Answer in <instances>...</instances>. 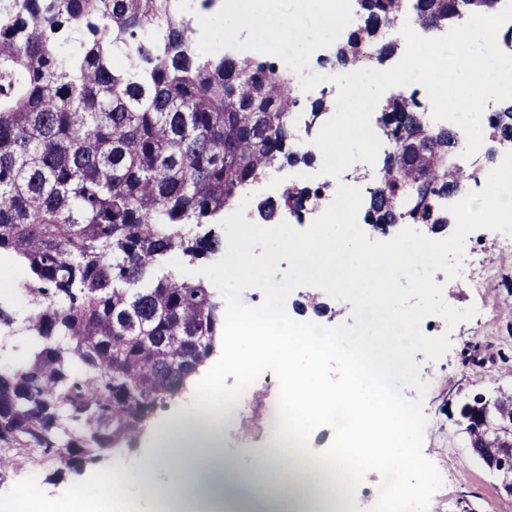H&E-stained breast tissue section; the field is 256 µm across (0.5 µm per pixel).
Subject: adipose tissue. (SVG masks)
Returning a JSON list of instances; mask_svg holds the SVG:
<instances>
[{
	"mask_svg": "<svg viewBox=\"0 0 512 512\" xmlns=\"http://www.w3.org/2000/svg\"><path fill=\"white\" fill-rule=\"evenodd\" d=\"M282 458L270 459L252 481H245L236 465L224 456V428L216 421L197 419L185 410L165 423L156 433L150 456L120 469L119 492L135 489L141 500L194 504L197 512H241L250 501V512H277L274 493L257 494L255 485L264 483L268 472L283 468ZM168 472L169 485L157 480Z\"/></svg>",
	"mask_w": 512,
	"mask_h": 512,
	"instance_id": "obj_1",
	"label": "adipose tissue"
}]
</instances>
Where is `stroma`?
I'll return each mask as SVG.
<instances>
[{
    "label": "stroma",
    "mask_w": 512,
    "mask_h": 512,
    "mask_svg": "<svg viewBox=\"0 0 512 512\" xmlns=\"http://www.w3.org/2000/svg\"><path fill=\"white\" fill-rule=\"evenodd\" d=\"M322 166L321 153L286 166L271 179L256 184L254 202L246 217L258 222L255 204L262 200L276 203V221L288 219L282 207V194L288 186L305 187L297 171L315 173ZM476 246L477 273L472 282L454 287L451 305L457 309L475 307L478 319L458 323L454 328L439 324L425 329V336L449 334L451 347L439 360H426L416 353L421 377L430 388L423 401L427 424L422 453L442 476L441 487L433 494L427 512H512V495L506 493L500 479L467 448L456 423L461 402L477 392H512V252L498 251L496 231L478 229L470 234ZM293 314L322 326L349 321L351 305L337 301L317 288L301 287L288 297ZM38 302L24 280L0 288V367L25 353L31 343L27 329ZM196 382H189L174 399L158 407L147 426L137 434L130 447L111 453L96 464L75 472L58 463L18 462L0 471V512H12L23 503L29 512H42L52 506L55 512H68L74 492H81L93 512H100L99 478L112 471L118 462L130 464L148 452L154 429L176 415L196 395ZM279 381L274 372L260 375L250 393L249 406L241 418L224 430V452L239 464L244 476H252L266 456L261 444L269 407L278 403Z\"/></svg>",
    "instance_id": "1"
}]
</instances>
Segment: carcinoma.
Returning <instances> with one entry per match:
<instances>
[{
	"mask_svg": "<svg viewBox=\"0 0 512 512\" xmlns=\"http://www.w3.org/2000/svg\"><path fill=\"white\" fill-rule=\"evenodd\" d=\"M183 0H0V253L29 274L40 307L26 358L0 371V460L36 452L72 470L128 444L156 408L211 356L221 302L203 282L154 268L224 249L221 219L247 185L305 160L293 145L294 81L275 64L202 55ZM493 0H361L364 24L337 51L360 67L387 50L376 39L400 16L429 26L485 14ZM413 93L380 109L422 141L373 177L370 197L394 209L373 224H446L448 136L421 123ZM512 127V100L488 139ZM427 181L433 196L412 191ZM320 190L289 187L284 205ZM512 422V393L487 398ZM466 444L483 459L512 441L467 417Z\"/></svg>",
	"mask_w": 512,
	"mask_h": 512,
	"instance_id": "1",
	"label": "carcinoma"
}]
</instances>
